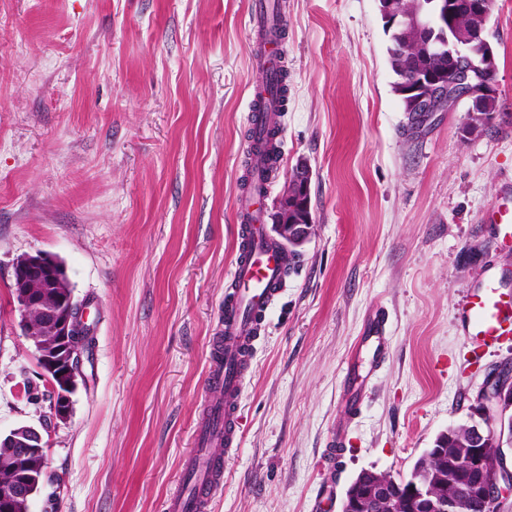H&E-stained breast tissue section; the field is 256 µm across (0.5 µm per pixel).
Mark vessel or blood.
Returning a JSON list of instances; mask_svg holds the SVG:
<instances>
[{
    "mask_svg": "<svg viewBox=\"0 0 512 512\" xmlns=\"http://www.w3.org/2000/svg\"><path fill=\"white\" fill-rule=\"evenodd\" d=\"M261 195L240 196L243 224L231 289L224 295V318L213 340L207 379L221 391L200 418L194 446L183 462L185 482L170 493L164 512H209L224 478V457L238 445L237 413L254 356L255 333L280 295L288 272V253L260 222ZM484 219L502 229L501 243L512 247V208L486 210ZM494 278H486L458 310L475 348L512 339V301L504 300Z\"/></svg>",
    "mask_w": 512,
    "mask_h": 512,
    "instance_id": "obj_1",
    "label": "vessel or blood"
}]
</instances>
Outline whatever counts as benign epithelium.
Returning a JSON list of instances; mask_svg holds the SVG:
<instances>
[{
  "label": "benign epithelium",
  "mask_w": 512,
  "mask_h": 512,
  "mask_svg": "<svg viewBox=\"0 0 512 512\" xmlns=\"http://www.w3.org/2000/svg\"><path fill=\"white\" fill-rule=\"evenodd\" d=\"M387 30L395 36L414 37L423 52L419 62L397 80L400 94L408 103L412 121L425 117L429 103L445 95L451 105L467 102L470 129L478 131L489 124L487 101L494 97L491 84L482 78L495 72L496 58L485 34L491 0H469L468 14L479 25L464 36L448 35V21L454 18L452 0H418L415 8L404 11L400 0H379ZM448 60V66L433 68L430 60ZM310 169L300 163L289 176L287 188L274 216L273 230L291 248L305 244L314 232L310 206ZM66 283L62 266L53 257L37 253L18 258L13 265L11 288L21 311L20 326L32 341L49 388L50 410L54 419L65 421L72 409V395L82 362L75 336L86 326L84 308H64L55 289ZM38 315V326L28 324V315ZM505 377L487 379L479 391L476 411L481 422H474L469 447L450 464L454 475L466 482L471 492L499 507L503 487L512 488V471L506 466L490 471L485 449L498 433L489 411L505 401L512 402V390L504 388ZM5 441L15 448L11 476L0 479V512H17L44 485L47 472L46 448L42 434L31 426L12 429ZM439 485L412 482L405 492L397 491V481L387 475L381 480L354 479L345 495L341 512H374L389 505L391 512H457L458 501L438 491Z\"/></svg>",
  "instance_id": "benign-epithelium-1"
}]
</instances>
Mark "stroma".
Wrapping results in <instances>:
<instances>
[{"instance_id": "obj_1", "label": "stroma", "mask_w": 512, "mask_h": 512, "mask_svg": "<svg viewBox=\"0 0 512 512\" xmlns=\"http://www.w3.org/2000/svg\"><path fill=\"white\" fill-rule=\"evenodd\" d=\"M251 2L0 0V433L43 435L52 480L30 512H162L183 477L218 395L206 367L261 84ZM281 2L288 110L263 222L304 162L315 230L259 335L210 512H340L361 470L408 476L474 420L488 375L512 370V340L474 350L457 317L512 271L482 220L512 192V0L486 24L499 114L472 134L462 103L410 124L377 0ZM36 253L63 265L93 336L64 421L10 290Z\"/></svg>"}]
</instances>
